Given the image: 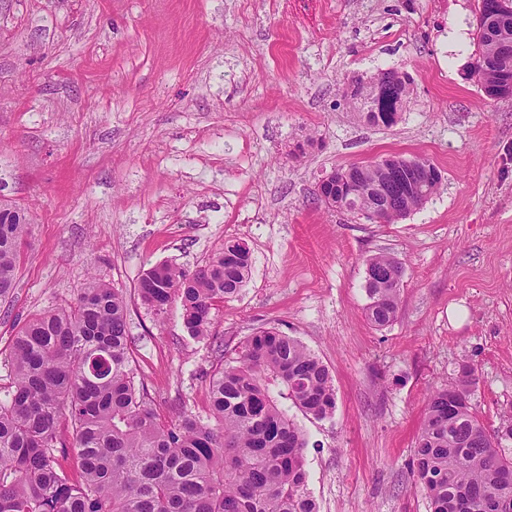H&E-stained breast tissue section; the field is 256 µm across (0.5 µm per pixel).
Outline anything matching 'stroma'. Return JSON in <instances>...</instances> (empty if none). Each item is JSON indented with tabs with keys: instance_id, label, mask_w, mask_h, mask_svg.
<instances>
[{
	"instance_id": "35a3bbf8",
	"label": "stroma",
	"mask_w": 512,
	"mask_h": 512,
	"mask_svg": "<svg viewBox=\"0 0 512 512\" xmlns=\"http://www.w3.org/2000/svg\"><path fill=\"white\" fill-rule=\"evenodd\" d=\"M478 0H0V208L31 226L0 303L11 339L89 277L123 290L137 382L163 420L205 417L206 374L275 327L330 370L332 417L295 412L317 512H430L409 463L429 394L476 368L488 430L512 410V96L468 70ZM412 79L389 127L343 94L383 70ZM430 159L434 195L394 223L328 208L334 169ZM245 242L250 277L212 334L181 305L155 315L144 269L205 265ZM401 262L395 321L367 318L366 261Z\"/></svg>"
}]
</instances>
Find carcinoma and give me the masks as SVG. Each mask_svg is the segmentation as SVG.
I'll return each mask as SVG.
<instances>
[{"label": "carcinoma", "mask_w": 512, "mask_h": 512, "mask_svg": "<svg viewBox=\"0 0 512 512\" xmlns=\"http://www.w3.org/2000/svg\"><path fill=\"white\" fill-rule=\"evenodd\" d=\"M481 23L496 38L480 44L470 71L489 81L512 73V0ZM410 78L386 70L346 91L367 122L388 127L410 94ZM386 162L334 170L336 187L325 204L368 218L373 195L346 189L383 182ZM439 183L421 196L389 190L394 223L422 206ZM29 234L23 212L0 210V301L15 288L17 259ZM250 250L228 239L195 270L159 263L144 270L142 303L155 314L178 300L183 326L195 338L211 333L215 306L235 295L251 274ZM404 270L379 254L366 262L367 318L376 327L397 317ZM11 383L0 397V512H317L307 493L302 430L293 405L318 419L336 409L332 376L299 340L275 328L246 338L237 356L209 375L214 423L182 411L161 420L135 382L123 290L97 278L76 300L39 314L14 336ZM476 369L434 391L427 402L413 458L414 486L431 512H512V414L490 434L469 403ZM74 449L82 479L72 480L57 457Z\"/></svg>", "instance_id": "obj_1"}]
</instances>
